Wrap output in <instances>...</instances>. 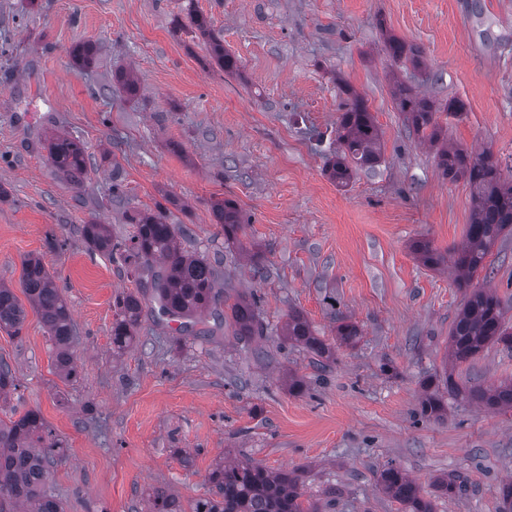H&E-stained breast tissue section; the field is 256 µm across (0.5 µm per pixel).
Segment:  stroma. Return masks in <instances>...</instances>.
Returning a JSON list of instances; mask_svg holds the SVG:
<instances>
[{
  "instance_id": "obj_1",
  "label": "stroma",
  "mask_w": 512,
  "mask_h": 512,
  "mask_svg": "<svg viewBox=\"0 0 512 512\" xmlns=\"http://www.w3.org/2000/svg\"><path fill=\"white\" fill-rule=\"evenodd\" d=\"M195 13L210 18L239 74L210 57ZM386 31L420 46L426 69L395 64ZM83 41L96 47L89 67L70 56ZM119 69L135 75L136 97L113 83ZM397 79L441 104L463 100L462 116L439 117L449 142L489 148L512 179V0H0V283L19 288L25 259L42 257L71 310L78 364L76 379L57 374L34 310L20 334L0 329V360L17 383L0 421L33 409L62 440L49 489L65 512H144L157 486L191 507L225 458L301 469L308 496L335 488L328 512H402L377 486L390 465L425 487L450 473L467 479L466 494L437 495L436 512H499L512 411L452 399L444 420L417 412L423 382L443 372L466 291L410 245L460 244L470 188L443 179L434 147L405 125ZM349 87L375 116L384 155L341 187L324 168ZM53 133L85 143L80 183L51 166L43 141ZM169 197L171 222L188 229L184 249L258 297L273 330L265 359L223 314L184 333L148 296L137 343L113 349L114 299L136 285L120 258L89 248L82 226L110 225L124 242L134 232L126 210ZM224 198L249 218L244 241L256 255L225 244L212 211ZM485 270L473 284L494 289L512 328V231ZM292 309L327 340L343 317L362 335L319 373L278 336ZM291 373L306 392L289 393ZM454 378L512 380V351L490 346Z\"/></svg>"
}]
</instances>
